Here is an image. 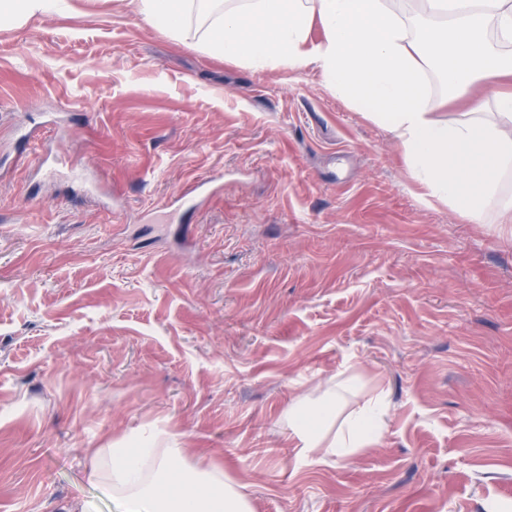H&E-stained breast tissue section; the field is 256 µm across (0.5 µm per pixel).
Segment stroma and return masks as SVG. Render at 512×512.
Masks as SVG:
<instances>
[{"mask_svg": "<svg viewBox=\"0 0 512 512\" xmlns=\"http://www.w3.org/2000/svg\"><path fill=\"white\" fill-rule=\"evenodd\" d=\"M429 87L453 123L495 109ZM426 199L321 72L154 28L136 0L0 25V512H121L141 429L255 512H512V236ZM385 392L380 446L308 464L298 397Z\"/></svg>", "mask_w": 512, "mask_h": 512, "instance_id": "1", "label": "stroma"}]
</instances>
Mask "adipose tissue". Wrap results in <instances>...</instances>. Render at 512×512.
<instances>
[{"label": "adipose tissue", "instance_id": "1", "mask_svg": "<svg viewBox=\"0 0 512 512\" xmlns=\"http://www.w3.org/2000/svg\"><path fill=\"white\" fill-rule=\"evenodd\" d=\"M419 36L387 0H137L155 28L196 38L214 54L256 68L316 66L337 97L388 130L429 197L480 219L512 166V92L497 93L496 116L444 123L424 104V68L436 57L449 90L480 93L512 76L484 23L512 43V0H426ZM324 37L309 42L313 23ZM337 399L300 397L288 412V438L305 460L347 457L377 444L388 405L376 394L339 415ZM88 479L119 499L124 512H253L248 496L219 476L185 468L181 449H95Z\"/></svg>", "mask_w": 512, "mask_h": 512}]
</instances>
